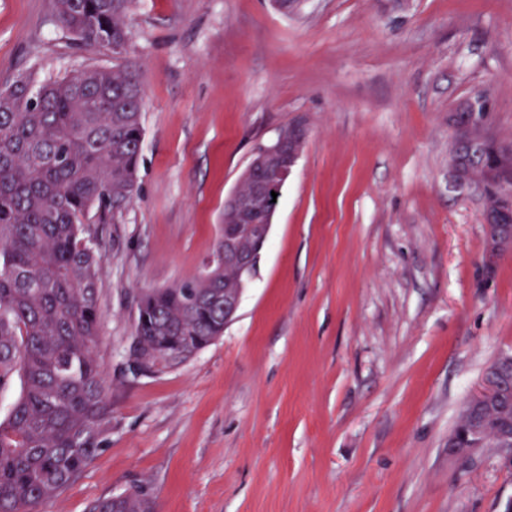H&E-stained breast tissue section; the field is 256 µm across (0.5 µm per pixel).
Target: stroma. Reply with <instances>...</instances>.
Returning <instances> with one entry per match:
<instances>
[{
	"instance_id": "stroma-1",
	"label": "stroma",
	"mask_w": 512,
	"mask_h": 512,
	"mask_svg": "<svg viewBox=\"0 0 512 512\" xmlns=\"http://www.w3.org/2000/svg\"><path fill=\"white\" fill-rule=\"evenodd\" d=\"M134 200L86 227L112 429L42 512L148 487L157 512H506L512 467L448 449L512 355V250L448 163L459 105L512 140V0H136ZM111 55L54 0H0V87ZM309 130L223 336L176 367L129 366L138 302L199 275L258 143Z\"/></svg>"
}]
</instances>
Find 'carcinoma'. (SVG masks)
Returning a JSON list of instances; mask_svg holds the SVG:
<instances>
[{"label": "carcinoma", "mask_w": 512, "mask_h": 512, "mask_svg": "<svg viewBox=\"0 0 512 512\" xmlns=\"http://www.w3.org/2000/svg\"><path fill=\"white\" fill-rule=\"evenodd\" d=\"M135 0H56L58 21L82 47L112 48L110 68H91L34 90L0 89V388L22 391L0 419V512H39L100 449L112 425L94 348L99 335L101 256L86 236L91 208L119 213L137 193L143 140L140 67L125 57ZM480 101L453 116L482 121ZM498 141L457 140L468 169H487L493 204L512 170L496 169ZM224 239L203 273L142 295L131 357L150 351L184 362L224 334ZM498 401L464 410L461 427L486 416L512 432V370L498 371ZM92 512H155L143 486L99 499Z\"/></svg>", "instance_id": "cac0c4a2"}]
</instances>
